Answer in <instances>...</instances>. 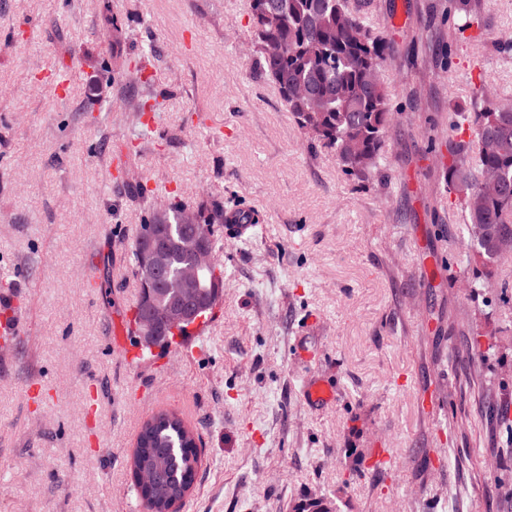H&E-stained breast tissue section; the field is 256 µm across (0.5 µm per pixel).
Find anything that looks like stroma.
Wrapping results in <instances>:
<instances>
[{
  "mask_svg": "<svg viewBox=\"0 0 512 512\" xmlns=\"http://www.w3.org/2000/svg\"><path fill=\"white\" fill-rule=\"evenodd\" d=\"M350 3L390 47L396 113L363 182L255 67L250 0H0V309L23 328L0 348V512H134L131 455L162 408L202 443L177 512H512V258L465 252L443 173L471 74L512 100V0L467 29L454 0ZM148 47L170 96L130 157L143 90L118 74ZM122 154L191 209L260 218L243 241L211 227L224 296L204 336L136 365L111 336L149 202ZM315 381L331 401L306 400Z\"/></svg>",
  "mask_w": 512,
  "mask_h": 512,
  "instance_id": "35a3bbf8",
  "label": "stroma"
}]
</instances>
